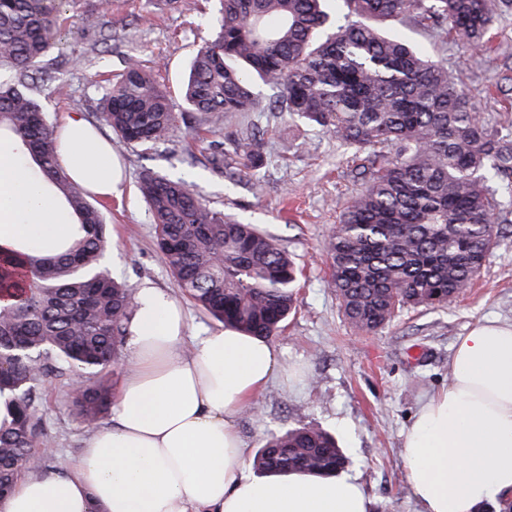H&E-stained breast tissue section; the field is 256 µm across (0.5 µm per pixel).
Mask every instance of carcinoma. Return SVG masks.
Here are the masks:
<instances>
[{
	"label": "carcinoma",
	"instance_id": "carcinoma-1",
	"mask_svg": "<svg viewBox=\"0 0 512 512\" xmlns=\"http://www.w3.org/2000/svg\"><path fill=\"white\" fill-rule=\"evenodd\" d=\"M64 0H0V137L22 147L49 197L83 235L63 253L0 251V394L14 417L0 423V497L22 463L49 445L38 413L45 378L85 377L71 408L97 425L113 398L112 370L133 295L103 261L108 230L89 192L58 163V142L36 98L55 69L51 49ZM214 36L192 61L188 111L214 129L239 112H286L361 156L362 188L325 242L327 286L360 334H375L406 307H445L481 272L508 222L512 121L476 111L463 83L385 21L449 29L477 47L512 0H218ZM279 89L264 103L254 79ZM96 122L123 142L150 148L177 129L152 73L136 59L102 97ZM262 162L245 134L211 164L237 183ZM138 192L158 248L179 287L214 320L269 338L296 309L298 269L276 238L215 210L183 179L141 174ZM349 463L323 429L290 428L254 458L261 473L337 474Z\"/></svg>",
	"mask_w": 512,
	"mask_h": 512
}]
</instances>
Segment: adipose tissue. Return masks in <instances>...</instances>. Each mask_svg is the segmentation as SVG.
I'll return each mask as SVG.
<instances>
[{
  "mask_svg": "<svg viewBox=\"0 0 512 512\" xmlns=\"http://www.w3.org/2000/svg\"><path fill=\"white\" fill-rule=\"evenodd\" d=\"M60 143L74 180L99 196L117 190L112 146L80 114L67 116ZM73 231L13 147L0 145V249L48 257ZM185 331L169 294L138 288L112 423L90 433L74 473L18 481L0 512H369L349 477L246 475L237 420L272 383L276 349L227 327L196 337L187 353ZM403 449L423 512H478L512 492V324L457 338L448 387L420 406Z\"/></svg>",
  "mask_w": 512,
  "mask_h": 512,
  "instance_id": "obj_1",
  "label": "adipose tissue"
}]
</instances>
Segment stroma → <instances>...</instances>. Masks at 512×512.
I'll use <instances>...</instances> for the list:
<instances>
[{"label": "stroma", "instance_id": "obj_1", "mask_svg": "<svg viewBox=\"0 0 512 512\" xmlns=\"http://www.w3.org/2000/svg\"><path fill=\"white\" fill-rule=\"evenodd\" d=\"M97 0H70L53 55L58 81L43 86L39 100L53 125L72 112L92 118L106 82L121 74L128 56L154 68L174 109L178 129L168 140L144 149L113 140L124 173L109 197L93 196L112 237L106 261L130 289L143 282L163 288L184 308L188 333L201 336L219 324L179 288L156 244L155 226L137 184L153 170L186 180L211 207L274 237L302 271L298 303L274 336L282 370L242 414L238 428L249 452L270 434L316 426L336 435L349 457L346 476L355 478L371 501V512H421L407 480L403 431L420 405L448 386L451 347L457 336L486 321L512 323V223L504 225L473 287L445 307L403 312L388 328L361 335L345 320L327 288L329 260L324 242L360 184L351 176L353 150L301 119L278 112H246L209 132L195 113L183 111L182 85L193 57L213 37L210 16L217 0H111L107 39L89 51L82 24ZM411 41L447 65L466 84L481 112L500 120L512 116V11L502 14L479 49L461 46L451 34L401 23ZM84 56L72 68V56ZM263 131L264 163L257 178L243 176L234 191L207 160L213 145L231 149L237 128ZM64 377L43 387L39 414L52 443L48 474L73 472L89 429L69 410Z\"/></svg>", "mask_w": 512, "mask_h": 512}]
</instances>
